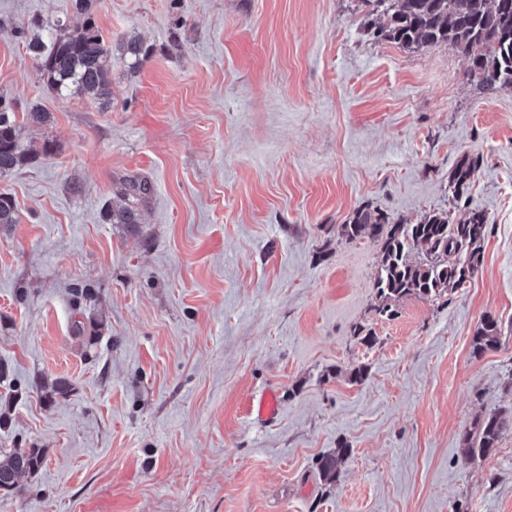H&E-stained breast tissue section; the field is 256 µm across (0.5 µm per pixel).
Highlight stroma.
<instances>
[{"instance_id":"35a3bbf8","label":"stroma","mask_w":512,"mask_h":512,"mask_svg":"<svg viewBox=\"0 0 512 512\" xmlns=\"http://www.w3.org/2000/svg\"><path fill=\"white\" fill-rule=\"evenodd\" d=\"M59 21L84 18L0 0V94L49 112L22 138L55 145L0 177L18 217L0 229V451L44 455L0 512H512V430L484 459L460 447L512 408V90L482 92L448 46L368 40L357 0H101L104 38L152 48L136 70L113 55L103 106L45 89L18 31ZM137 176L141 224L108 223ZM363 205L482 209L475 277L379 316L381 246L341 235ZM488 315L500 344L477 356ZM58 378L71 391L45 407ZM269 386L265 427L247 403ZM340 442L329 484L316 464ZM479 164L477 157L463 156L455 167L449 189L454 199H460L469 189V181Z\"/></svg>"}]
</instances>
